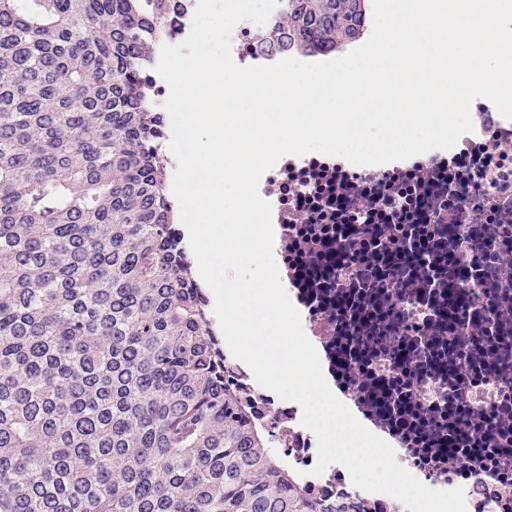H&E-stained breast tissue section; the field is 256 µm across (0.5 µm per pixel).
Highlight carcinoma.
I'll list each match as a JSON object with an SVG mask.
<instances>
[{"mask_svg":"<svg viewBox=\"0 0 512 512\" xmlns=\"http://www.w3.org/2000/svg\"><path fill=\"white\" fill-rule=\"evenodd\" d=\"M369 0H285L330 53ZM164 0H0V512H331L224 381L143 95Z\"/></svg>","mask_w":512,"mask_h":512,"instance_id":"cac0c4a2","label":"carcinoma"}]
</instances>
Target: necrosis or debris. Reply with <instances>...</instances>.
Here are the masks:
<instances>
[{
    "instance_id": "obj_1",
    "label": "necrosis or debris",
    "mask_w": 512,
    "mask_h": 512,
    "mask_svg": "<svg viewBox=\"0 0 512 512\" xmlns=\"http://www.w3.org/2000/svg\"><path fill=\"white\" fill-rule=\"evenodd\" d=\"M196 4L171 0L153 54L187 38ZM272 33L241 23L235 63L264 64L255 45ZM494 110L475 104L460 154L361 168L286 155L258 187L272 206L281 282L330 389L424 485L463 488L467 512H512V277L484 259L498 245L494 225L512 224V122ZM450 203L460 213L452 229L440 216ZM352 231L369 243L359 279L336 267ZM449 253L463 273L454 288ZM224 361L296 491L348 512H401L391 496L357 488L342 465L314 474L317 440L300 405L259 385L232 353Z\"/></svg>"
}]
</instances>
